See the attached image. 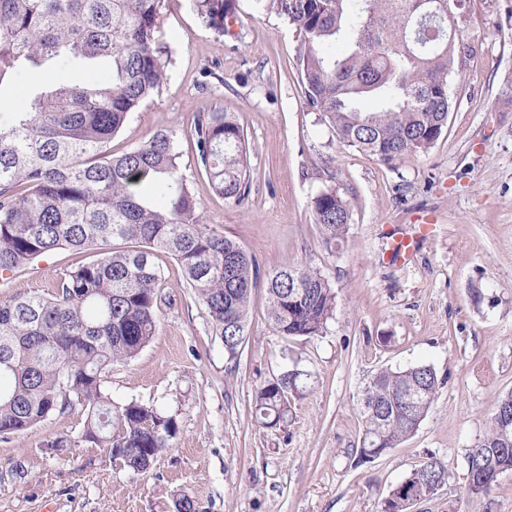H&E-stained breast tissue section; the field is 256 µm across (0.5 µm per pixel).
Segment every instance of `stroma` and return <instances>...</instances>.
<instances>
[{
    "label": "stroma",
    "instance_id": "35a3bbf8",
    "mask_svg": "<svg viewBox=\"0 0 512 512\" xmlns=\"http://www.w3.org/2000/svg\"><path fill=\"white\" fill-rule=\"evenodd\" d=\"M234 9L222 35L202 21L196 0H162L156 39L167 50V81L130 114L112 151L176 132L206 224L239 242L262 273L287 263L317 268L336 308L322 335L288 339L270 323L258 282L232 358L178 264L157 254L156 333L135 358L113 365L106 389L115 403L135 400L174 418L171 447L135 472L83 442L47 447L76 436L86 413L54 416L0 439V512H176L185 493L198 512H379L429 454L448 479L410 512H512V472L489 500L465 491V454L512 391V0H472L464 27L477 55L451 82L448 124L426 153L391 164L342 146L307 107L300 37L283 17L257 0H234ZM109 77L105 64L62 59L1 84L0 102L18 108L57 83ZM205 107L233 113L247 135L243 204L219 196L199 171L190 129ZM328 189L350 211L332 245L312 211ZM394 235L415 240L408 263L390 260ZM91 256L61 249L40 257L0 282V300L49 293ZM415 364L436 371L437 399L401 445L358 462L366 384L380 370ZM291 371L308 378L290 396L288 421H257V392Z\"/></svg>",
    "mask_w": 512,
    "mask_h": 512
}]
</instances>
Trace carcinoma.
<instances>
[{
    "label": "carcinoma",
    "mask_w": 512,
    "mask_h": 512,
    "mask_svg": "<svg viewBox=\"0 0 512 512\" xmlns=\"http://www.w3.org/2000/svg\"><path fill=\"white\" fill-rule=\"evenodd\" d=\"M301 35L306 104L328 118L343 144L391 164L427 152L453 107L449 81L476 54L448 25V0H259ZM206 24L229 32L233 0H197ZM160 0H0V84L61 58L104 61L110 79L34 93L0 112V274L57 249L94 250L48 295L0 301V437L30 430L76 405L87 410L77 441L112 461L147 470L178 426L137 401L116 404L104 383L112 365L154 336L164 252L208 311L235 356L244 341L259 265L237 242L203 224L202 205L179 165L176 133L159 130L115 156L109 147L128 115L157 92L166 61L156 40ZM347 45L338 56L336 41ZM200 170L224 199L250 189L246 135L228 112L204 109L190 130ZM326 242L343 238L349 211L333 190L313 200ZM268 317L285 337L323 334L336 294L316 269L285 264L267 277ZM300 374L264 386L255 416L287 421ZM440 389L429 365L379 371L359 404L358 461L371 462L416 432ZM483 439L466 452L467 494L488 498L512 471V391L497 403ZM427 456L381 502L408 512L446 482Z\"/></svg>",
    "instance_id": "cac0c4a2"
}]
</instances>
